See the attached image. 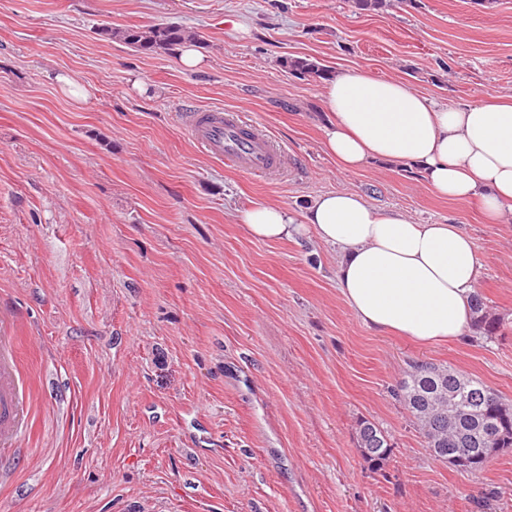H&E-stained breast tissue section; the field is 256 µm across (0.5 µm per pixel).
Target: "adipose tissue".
<instances>
[{"instance_id":"ef3b65f1","label":"adipose tissue","mask_w":512,"mask_h":512,"mask_svg":"<svg viewBox=\"0 0 512 512\" xmlns=\"http://www.w3.org/2000/svg\"><path fill=\"white\" fill-rule=\"evenodd\" d=\"M325 147L341 169L379 161L418 169L439 195L477 203L491 219L512 212V93L451 105L397 78L336 72L325 86ZM253 237L314 235L341 252L336 278L366 326L421 343L464 336L481 273L458 224H416L355 192L318 195L304 213L258 205L239 214Z\"/></svg>"}]
</instances>
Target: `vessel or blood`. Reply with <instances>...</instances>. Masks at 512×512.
Wrapping results in <instances>:
<instances>
[{
    "label": "vessel or blood",
    "instance_id": "b4317fda",
    "mask_svg": "<svg viewBox=\"0 0 512 512\" xmlns=\"http://www.w3.org/2000/svg\"><path fill=\"white\" fill-rule=\"evenodd\" d=\"M182 123L195 143L213 158L250 172L282 170L284 155L270 138L239 114L220 109L188 110ZM20 320L0 313V469L13 471L21 463L15 449L35 413L29 378L23 373L16 340Z\"/></svg>",
    "mask_w": 512,
    "mask_h": 512
}]
</instances>
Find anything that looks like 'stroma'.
<instances>
[{
  "label": "stroma",
  "instance_id": "1",
  "mask_svg": "<svg viewBox=\"0 0 512 512\" xmlns=\"http://www.w3.org/2000/svg\"><path fill=\"white\" fill-rule=\"evenodd\" d=\"M105 21L190 27L206 63L137 53L97 35ZM286 57L477 102L512 92V0H0V310L23 323L38 401L0 512H512V450L460 472L397 395L428 362L512 404V213L488 223L399 164L341 171L325 82ZM185 109L244 113L283 174L212 159ZM328 191L463 225L506 329L439 345L375 331L344 302L335 250L256 241L238 219ZM362 420L392 444L381 469ZM282 66L292 74H297L301 77L324 80L330 76L327 69L323 68L318 62L307 58H286L283 60ZM356 433L364 459L372 468H381L392 453V445L388 436L375 423L368 420L358 423Z\"/></svg>",
  "mask_w": 512,
  "mask_h": 512
}]
</instances>
